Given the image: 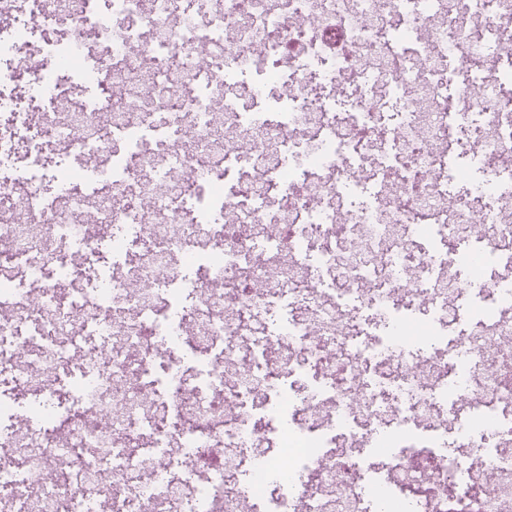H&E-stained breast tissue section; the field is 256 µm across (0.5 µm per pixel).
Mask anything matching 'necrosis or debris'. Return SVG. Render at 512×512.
I'll use <instances>...</instances> for the list:
<instances>
[{
  "label": "necrosis or debris",
  "mask_w": 512,
  "mask_h": 512,
  "mask_svg": "<svg viewBox=\"0 0 512 512\" xmlns=\"http://www.w3.org/2000/svg\"><path fill=\"white\" fill-rule=\"evenodd\" d=\"M111 3L107 23L86 0L59 37L62 0H0V200L21 187L28 209L0 218V345L38 352L0 355V487L92 512L119 458L111 512H504L413 433L512 473V180L494 168L512 153V14L474 0V31L444 0H319L313 25L306 0ZM204 38L216 59L188 69ZM209 98L229 128L195 119ZM460 182L470 203L443 212ZM89 205L95 225L74 223ZM342 222L366 249H337ZM477 223L493 233L471 239ZM83 327L125 355L72 359L59 342ZM51 460L79 483L44 481Z\"/></svg>",
  "instance_id": "necrosis-or-debris-1"
}]
</instances>
